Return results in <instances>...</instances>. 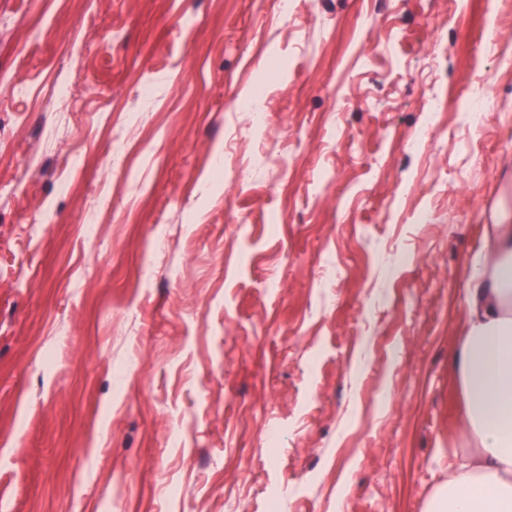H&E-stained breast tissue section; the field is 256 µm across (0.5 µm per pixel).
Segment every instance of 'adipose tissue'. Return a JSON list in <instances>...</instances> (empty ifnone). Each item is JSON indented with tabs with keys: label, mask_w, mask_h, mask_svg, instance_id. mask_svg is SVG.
I'll return each instance as SVG.
<instances>
[{
	"label": "adipose tissue",
	"mask_w": 512,
	"mask_h": 512,
	"mask_svg": "<svg viewBox=\"0 0 512 512\" xmlns=\"http://www.w3.org/2000/svg\"><path fill=\"white\" fill-rule=\"evenodd\" d=\"M455 359L461 422L472 446L448 469L427 512H512V225L495 224L464 288Z\"/></svg>",
	"instance_id": "ef3b65f1"
}]
</instances>
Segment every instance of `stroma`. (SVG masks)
<instances>
[{"instance_id": "35a3bbf8", "label": "stroma", "mask_w": 512, "mask_h": 512, "mask_svg": "<svg viewBox=\"0 0 512 512\" xmlns=\"http://www.w3.org/2000/svg\"><path fill=\"white\" fill-rule=\"evenodd\" d=\"M506 216L512 0H0V512H425ZM485 87L486 84L483 81L456 85L457 96L463 100L467 108L468 121L475 128L480 127L483 112L488 108V100L484 95Z\"/></svg>"}]
</instances>
